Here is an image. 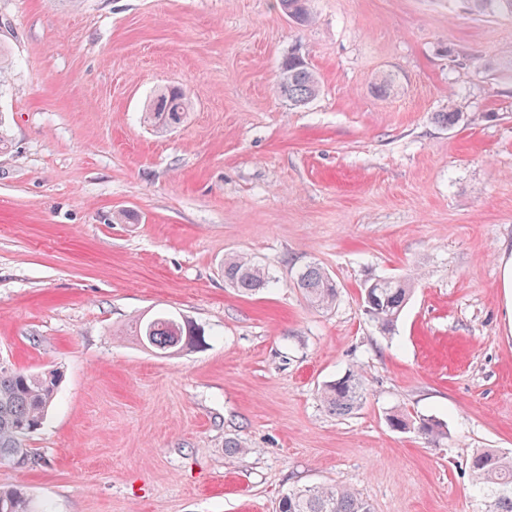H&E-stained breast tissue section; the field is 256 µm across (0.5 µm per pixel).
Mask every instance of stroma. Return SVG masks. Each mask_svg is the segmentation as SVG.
I'll return each mask as SVG.
<instances>
[{
  "label": "stroma",
  "instance_id": "1",
  "mask_svg": "<svg viewBox=\"0 0 512 512\" xmlns=\"http://www.w3.org/2000/svg\"><path fill=\"white\" fill-rule=\"evenodd\" d=\"M312 8L302 27L277 0H0V364L62 373L40 465L0 466L1 488L50 512H277L332 482L373 512H481L473 452H512V16ZM291 53L321 78L303 107L275 91ZM165 85L191 109L158 133L141 112ZM229 253L275 284L227 287ZM311 262L330 310L294 286ZM385 277L414 284L390 335L362 301ZM157 311L206 346L140 347L129 324ZM353 367L365 398L339 418L319 390ZM294 284L306 301L315 308L328 309L336 304L338 288L336 281L321 267L309 264L297 271Z\"/></svg>",
  "mask_w": 512,
  "mask_h": 512
}]
</instances>
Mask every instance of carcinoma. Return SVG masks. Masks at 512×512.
I'll return each instance as SVG.
<instances>
[{
    "label": "carcinoma",
    "mask_w": 512,
    "mask_h": 512,
    "mask_svg": "<svg viewBox=\"0 0 512 512\" xmlns=\"http://www.w3.org/2000/svg\"><path fill=\"white\" fill-rule=\"evenodd\" d=\"M475 13L512 15V0H469ZM282 12L297 25L313 21L310 0H279ZM276 93L294 106H305L319 93L316 72L301 57L291 55L280 67ZM190 108L187 92L179 86L159 89L143 112L144 122L160 130L181 123ZM224 283L247 295L274 282L265 266L243 254H229L221 265ZM294 284L306 301L318 309L336 303V281L321 267L309 264L297 271ZM372 301L364 302L369 318L383 333H391L412 293L406 279L388 277L367 286ZM138 344L161 357H171L186 349L206 344L205 331L184 316L158 313L136 321ZM60 382V373L49 370L30 373L0 371V465L38 464L39 458L27 447V439L44 423ZM365 396L361 372L352 369L324 385L320 399L332 414L344 417L358 410ZM418 432L437 445L444 438L440 423L420 419ZM472 484L484 503V512H512V454L484 448L470 460ZM0 512H38L32 501L14 489L0 488ZM279 512H371V505L355 489L342 484L305 486L288 490L280 499Z\"/></svg>",
    "instance_id": "1"
}]
</instances>
